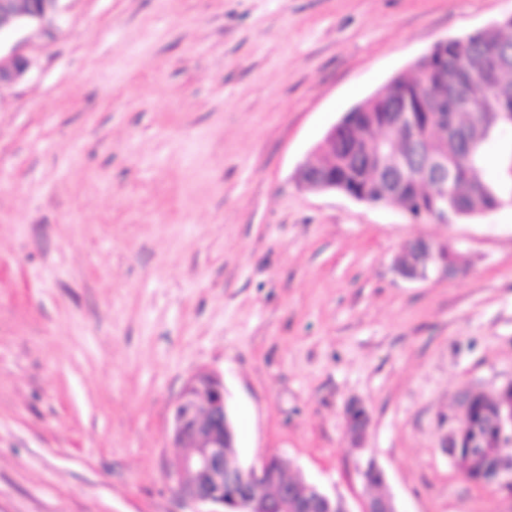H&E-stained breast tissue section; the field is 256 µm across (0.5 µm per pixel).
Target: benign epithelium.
Listing matches in <instances>:
<instances>
[{
	"label": "benign epithelium",
	"mask_w": 512,
	"mask_h": 512,
	"mask_svg": "<svg viewBox=\"0 0 512 512\" xmlns=\"http://www.w3.org/2000/svg\"><path fill=\"white\" fill-rule=\"evenodd\" d=\"M19 0H0V38H8L22 28L43 26L61 21V0H28L26 8ZM32 68V60L20 44L0 52V87L24 79ZM306 163L296 170L295 180L304 190L316 186L318 191H334L336 185L319 174L310 176L309 184L301 183ZM417 260L410 266L394 264V271L405 281H426L433 276L452 278L458 270L448 267L442 257L447 245L425 237L409 241ZM369 419L363 415L349 420L352 447L362 448ZM493 442L506 448L512 445V407L497 413L491 422ZM171 447L182 449L179 468L170 479L180 498L193 505V512H336V497L317 485L304 481L298 485L286 482L266 494L265 476L272 456L263 457L248 468L225 469V449L234 447L223 377L213 371H201L183 387L171 409ZM480 484L512 495V457L502 453L490 456L485 464V477ZM359 512H399L390 495L364 496Z\"/></svg>",
	"instance_id": "1"
}]
</instances>
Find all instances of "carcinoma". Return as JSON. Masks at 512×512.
<instances>
[{
    "label": "carcinoma",
    "instance_id": "carcinoma-1",
    "mask_svg": "<svg viewBox=\"0 0 512 512\" xmlns=\"http://www.w3.org/2000/svg\"><path fill=\"white\" fill-rule=\"evenodd\" d=\"M501 49L512 50V26L498 20L462 37H450L433 54L413 65L409 76L393 78L384 88L367 97L347 114V128L336 140L325 141L308 171L336 182L372 205H394L409 212L415 223L446 216L456 224L479 215L512 206V126L499 118L512 112V72L486 87L481 63ZM467 79L472 95L448 103V111L427 107L433 98L448 97V84ZM401 112L417 117V152H405L409 135L399 123ZM448 164L445 188L420 181L424 166ZM501 404V395L466 392L456 416L460 447L456 464L469 480L477 476V465L469 462L467 441L475 434L490 437L488 422ZM295 477L284 461H273L274 485Z\"/></svg>",
    "mask_w": 512,
    "mask_h": 512
}]
</instances>
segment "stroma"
<instances>
[{
    "instance_id": "stroma-1",
    "label": "stroma",
    "mask_w": 512,
    "mask_h": 512,
    "mask_svg": "<svg viewBox=\"0 0 512 512\" xmlns=\"http://www.w3.org/2000/svg\"><path fill=\"white\" fill-rule=\"evenodd\" d=\"M0 89V512H189L172 404L224 379L241 465L358 512H512L441 447L512 379V207L456 224L294 178L346 112L512 0H63ZM416 237L461 273L406 282ZM370 417L365 451L345 408Z\"/></svg>"
}]
</instances>
